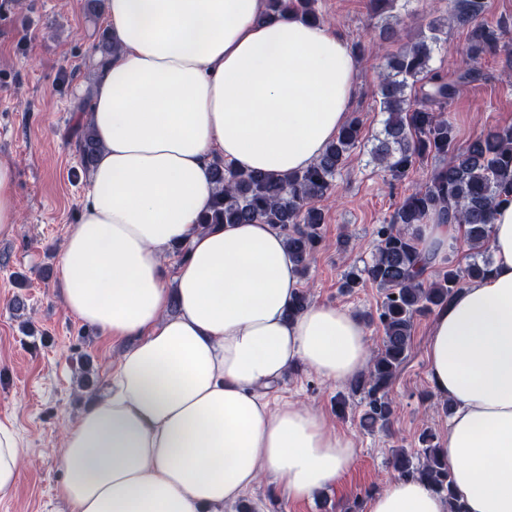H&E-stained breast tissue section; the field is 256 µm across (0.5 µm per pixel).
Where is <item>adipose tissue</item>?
Masks as SVG:
<instances>
[{"label": "adipose tissue", "instance_id": "1", "mask_svg": "<svg viewBox=\"0 0 512 512\" xmlns=\"http://www.w3.org/2000/svg\"><path fill=\"white\" fill-rule=\"evenodd\" d=\"M106 24L116 52L83 114L101 150L59 293L128 346L111 390L65 432L57 494L72 512H232L266 477L311 499L355 442L271 390L299 365L330 383L361 378L365 326L322 303L289 316L299 275L271 225L198 219L215 159L278 177L318 159L350 117V45L327 26L267 17L266 0H106ZM178 243L189 254L169 278ZM491 250L487 277L434 313L428 349L431 388L452 405L443 447L466 512H512V201L496 209ZM23 456L0 421V497ZM367 512H448V500L395 478Z\"/></svg>", "mask_w": 512, "mask_h": 512}]
</instances>
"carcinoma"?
Masks as SVG:
<instances>
[{"label": "carcinoma", "instance_id": "obj_1", "mask_svg": "<svg viewBox=\"0 0 512 512\" xmlns=\"http://www.w3.org/2000/svg\"><path fill=\"white\" fill-rule=\"evenodd\" d=\"M317 0H266L275 15L293 13L313 23L325 22ZM396 0H369L370 12L382 20L378 39L358 46L362 54L384 55L376 96L386 114L383 128L370 150L372 161L402 180L418 163L432 158L435 166L424 186L405 196L386 224L375 225L374 252L363 267L351 266L340 288L352 292L365 281L383 292L377 315H368L382 329V345L373 353L368 372L351 383L363 394L362 425L391 432L394 408L389 388L407 360L414 321L448 304L466 281H477L490 272V224L495 206L512 200V127L491 129L460 146L456 128L447 115L457 92V82L431 66L441 50L442 23L431 22L426 31L397 52L389 51L400 37L392 10ZM483 0H454L453 17L469 25V55L476 60L494 53L512 37V19L494 23L482 19ZM419 89L417 95L410 94ZM362 119L351 116L319 159L303 171L275 177L260 171L243 172L217 160L211 175L216 186L210 210L201 224H271L287 243L305 273L322 243V212L317 203L331 194L336 177L345 168L350 152L361 142ZM77 150L85 168L95 162L100 145L90 126L76 128ZM457 224L471 250L472 260L461 268L441 267L435 252L423 251V227L430 222ZM421 448L411 453L395 450L390 465L400 477L416 478L449 498V512H465L452 494L444 448L426 430Z\"/></svg>", "mask_w": 512, "mask_h": 512}]
</instances>
